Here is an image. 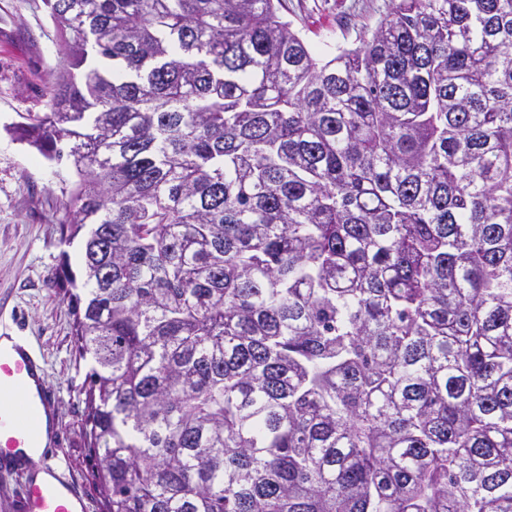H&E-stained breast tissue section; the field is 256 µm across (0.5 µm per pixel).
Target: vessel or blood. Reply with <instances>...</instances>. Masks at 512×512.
Returning <instances> with one entry per match:
<instances>
[{"label":"vessel or blood","mask_w":512,"mask_h":512,"mask_svg":"<svg viewBox=\"0 0 512 512\" xmlns=\"http://www.w3.org/2000/svg\"><path fill=\"white\" fill-rule=\"evenodd\" d=\"M56 402L28 347L0 348V470L28 472L21 512H89L81 487L63 475L60 442L42 441L43 419Z\"/></svg>","instance_id":"b4317fda"}]
</instances>
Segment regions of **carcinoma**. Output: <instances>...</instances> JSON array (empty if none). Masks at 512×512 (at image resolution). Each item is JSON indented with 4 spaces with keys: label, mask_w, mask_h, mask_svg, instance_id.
<instances>
[{
    "label": "carcinoma",
    "mask_w": 512,
    "mask_h": 512,
    "mask_svg": "<svg viewBox=\"0 0 512 512\" xmlns=\"http://www.w3.org/2000/svg\"><path fill=\"white\" fill-rule=\"evenodd\" d=\"M391 2L44 0L107 512H512V0ZM283 3L285 19L302 29L314 47L324 41L355 47L354 29L351 27L343 35L341 23L348 19L355 28L362 25L374 28L391 6L390 0H284Z\"/></svg>",
    "instance_id": "obj_1"
}]
</instances>
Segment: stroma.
<instances>
[{
  "label": "stroma",
  "instance_id": "1",
  "mask_svg": "<svg viewBox=\"0 0 512 512\" xmlns=\"http://www.w3.org/2000/svg\"><path fill=\"white\" fill-rule=\"evenodd\" d=\"M390 0H284L283 15L311 45L353 46L356 27H375ZM351 21L354 29L343 32ZM64 48L43 0H0V331L24 338L45 361L60 396L62 446L71 476L91 512H102L86 438L85 389L90 360L75 353L73 316L56 274L62 259L78 265L79 245H65L59 221L71 188L67 163L48 162L13 140L7 125L45 109L44 88Z\"/></svg>",
  "mask_w": 512,
  "mask_h": 512
}]
</instances>
